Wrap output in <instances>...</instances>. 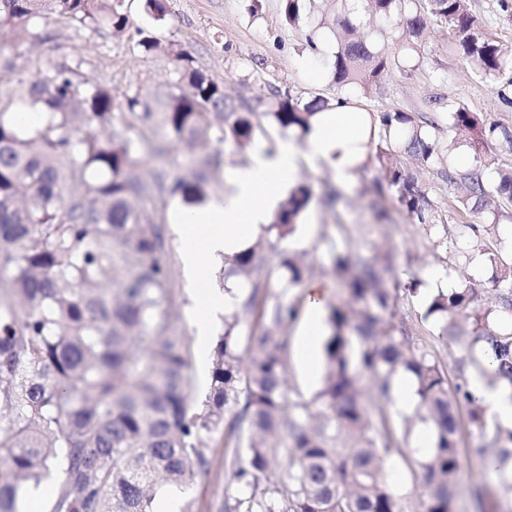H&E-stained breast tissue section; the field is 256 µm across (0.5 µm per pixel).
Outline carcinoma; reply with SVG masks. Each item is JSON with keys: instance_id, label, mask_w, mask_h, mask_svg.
Masks as SVG:
<instances>
[{"instance_id": "1", "label": "carcinoma", "mask_w": 512, "mask_h": 512, "mask_svg": "<svg viewBox=\"0 0 512 512\" xmlns=\"http://www.w3.org/2000/svg\"><path fill=\"white\" fill-rule=\"evenodd\" d=\"M366 2L404 42V53L382 51L356 35L349 16L336 17L332 68L340 90L381 93L383 72L416 60L426 13L448 25L455 50L482 77L496 80L512 60L468 12L467 0ZM51 16L115 32L129 24L122 0H0V270L9 272L0 279V512H19L21 498L50 478L53 465L62 480L49 512H154L159 488L186 486L207 468L209 441L222 428L227 439L246 441L245 457L229 461L236 489L223 512H405L385 480L395 444L389 418L371 409L360 384L368 375L387 399L400 371L416 384L417 405L405 425L423 423L434 434L432 450L417 461L423 512H454L462 405L479 432L473 452L512 493V428L489 420L468 385L469 373L483 371L488 357L489 383L512 391V264L496 267L493 308L471 285L427 299L423 320L460 353L450 389L426 342L394 320L381 269L361 256L336 255V270L352 262L356 273L344 282L347 300L331 309L327 373L317 396L323 410L314 411L288 398L284 332L298 307L260 300L267 284L257 273V242L230 258L224 273L250 285L241 310L259 311L260 331L248 336L251 354L241 355L239 312L224 314L208 393L195 400L191 340L171 330L162 225L134 207L149 185L133 172L137 146L112 131V94L80 87L64 67L45 78L22 77L16 57L4 54L28 36H49ZM167 52L186 88L166 94L160 123L189 147L229 134L243 148L264 120L301 141L318 112L350 103L342 95L303 104L276 89L264 111L241 110L190 57L172 45ZM36 104L48 118L29 131L19 110ZM443 132L452 142L468 136L473 145L512 151L511 128L487 127L460 104L448 106L446 128L383 112L371 137L383 179L410 217L438 229L436 204L413 169L392 163L402 152L464 190L463 208L499 223L501 204L512 202V167L496 169L493 181L480 165L454 169ZM310 198L308 186L293 188L268 231L292 235ZM280 269L285 289L303 279L295 255ZM239 403L241 410L224 420Z\"/></svg>"}]
</instances>
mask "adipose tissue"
Masks as SVG:
<instances>
[{
    "label": "adipose tissue",
    "instance_id": "1",
    "mask_svg": "<svg viewBox=\"0 0 512 512\" xmlns=\"http://www.w3.org/2000/svg\"><path fill=\"white\" fill-rule=\"evenodd\" d=\"M368 144V115L354 106L319 113L303 143L286 138L273 148L257 144L249 164L232 172L224 194L202 206L176 209L173 222L178 227L180 261L187 276L203 282L213 261L246 250L263 235L302 162L330 165L338 179L348 180L364 162ZM324 315L321 289L311 285L303 331L293 348L294 359L310 382L316 379L326 334ZM469 382L489 414L511 428L512 392L489 385L477 371L470 373Z\"/></svg>",
    "mask_w": 512,
    "mask_h": 512
}]
</instances>
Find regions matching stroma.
I'll use <instances>...</instances> for the list:
<instances>
[{
	"mask_svg": "<svg viewBox=\"0 0 512 512\" xmlns=\"http://www.w3.org/2000/svg\"><path fill=\"white\" fill-rule=\"evenodd\" d=\"M161 20L145 12V0H124L132 22L130 29L116 34L106 27H85L65 19L49 22L52 37L28 38L21 47L20 63L26 76L46 77L55 67L71 68L75 83L84 87L100 85L112 93L115 110L113 130L121 132L138 147L136 170L153 186L151 197L139 199L138 208L152 222L165 229L164 251L173 290L172 329L180 336L195 337L191 296L179 258V241L171 222L172 211L182 205L172 187L177 180L204 178V195L223 192L230 174L250 161L251 148H238L233 140L210 142L187 154L184 147L168 137L159 125L157 99L173 89L178 80L166 45L190 55L196 67L223 85L225 94L241 109H258L272 88L290 91L301 102L338 93L329 60L334 40L320 25L340 10L339 0H299V24L284 22L280 0H164ZM470 13L484 30L512 51V0H467ZM151 31L161 50L145 51L139 46L138 29ZM448 29L428 20L421 45L422 57L413 68H392L382 80V92L359 98L360 109L378 114L400 110L421 118L447 112L449 105L461 104L476 112L485 125L512 127V70L496 81L479 76L465 59L450 48ZM321 59L319 79H311L313 59ZM136 97L147 111L130 115L126 101ZM297 182L310 186L311 200L295 232L284 239L269 232L259 253L261 272L267 275V300L287 295L297 305L306 302V291L318 284L327 305L341 299L340 279L333 256L349 251L376 259L389 268L386 284L393 290L396 320L418 324L441 368L453 373L456 356L437 339L429 324L420 320L422 297L447 286L471 284L481 288L487 301L496 293L493 269L486 254L498 240L512 238V206L499 227L483 223L480 216L457 206V196L432 170L421 171L418 181L437 204L436 221L447 225L448 238L437 244L436 237L403 211L392 192L384 190L382 172L375 159H368L351 183L337 181L331 166L301 165ZM478 225L470 233L469 225ZM303 254L307 273L301 285L281 290L279 264L285 251ZM421 281L420 296L406 295L398 287L408 275ZM385 409L393 426L396 453L390 458L386 481L407 512H420L424 488L415 464L420 454L417 431H404L402 413L393 402ZM477 432L468 420H461L458 444L461 471L454 499L455 512H512V496L500 488L493 474L471 448ZM224 435L215 433L209 443V466L195 484L181 493L182 501L194 504V512H222L225 495L235 490V480L224 457ZM486 487L483 505H476L472 493Z\"/></svg>",
	"mask_w": 512,
	"mask_h": 512,
	"instance_id": "1",
	"label": "stroma"
}]
</instances>
